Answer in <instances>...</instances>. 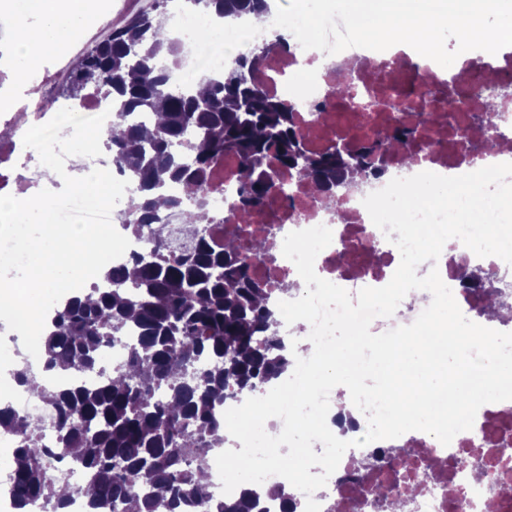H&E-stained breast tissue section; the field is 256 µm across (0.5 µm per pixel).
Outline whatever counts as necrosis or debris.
<instances>
[{
  "label": "necrosis or debris",
  "mask_w": 512,
  "mask_h": 512,
  "mask_svg": "<svg viewBox=\"0 0 512 512\" xmlns=\"http://www.w3.org/2000/svg\"><path fill=\"white\" fill-rule=\"evenodd\" d=\"M266 17V23L243 30L216 31L207 13L176 14L174 25L181 32L184 56L175 86L199 73L223 72L231 59L225 48L238 39H245L251 48L272 43L281 30L270 24L274 12H267ZM275 55L276 63H263L257 70V83L293 106L297 133L309 153H321L341 141L357 146L364 137L386 135L398 122L417 127L418 132L389 155L384 176L348 189L329 206L309 181L289 169H278L284 196L253 209L244 224L226 221L237 202L239 160L233 155L221 158L208 171L206 199L215 217L209 239L217 246L229 237L245 248L264 243L266 253L252 263L249 275L267 289L275 303L306 291L295 265L282 254L285 236L317 225L332 231L331 244L314 264L321 278L353 296L365 287L384 286L398 268L400 254L372 223L363 198L393 178L422 171L462 175L487 166L489 159L500 155L502 143L512 141V94L503 92L504 86H512V53L465 52L458 57L454 74L413 49L396 46L384 51L352 47L330 55L303 49L292 40ZM343 70L351 71L352 80L340 94L336 86ZM45 79V71L40 70L26 81H17L11 53L0 52V96H15L19 104L18 111L0 113V125L10 131L5 140L10 193L19 199L57 182L51 169L31 168L33 151L22 143L31 126L47 123L60 109L57 97L46 92ZM329 102L333 110L321 112V105ZM490 108L497 121L487 127L479 117ZM410 154L418 158L412 166L406 162ZM477 261L498 274L500 290L512 303V265L496 256L476 258L456 238L445 244L437 262L420 264L417 273L423 276L438 270L467 319L512 332V320L489 317L484 297L463 287L457 278L459 267ZM289 284L294 287L290 293L285 290ZM11 357L9 348L0 347V390L7 393L8 407L33 422L49 424L52 409L8 382ZM327 424L335 436L352 441L353 446L326 486L314 494L321 512H382L376 492L384 487L405 496V512H512V400L480 407L472 429L457 434L447 446L428 433L410 431L358 447L354 441L365 434L368 425L364 414L348 418L332 410ZM390 448L403 449L409 465L387 460L369 464L377 450Z\"/></svg>",
  "instance_id": "1"
}]
</instances>
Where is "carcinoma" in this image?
Here are the masks:
<instances>
[{"instance_id": "cac0c4a2", "label": "carcinoma", "mask_w": 512, "mask_h": 512, "mask_svg": "<svg viewBox=\"0 0 512 512\" xmlns=\"http://www.w3.org/2000/svg\"><path fill=\"white\" fill-rule=\"evenodd\" d=\"M169 2L153 0L151 10L129 17L87 51L66 82L68 99H81L90 87L114 98L104 149L134 186L123 227L148 234L147 249L91 286L96 301L73 297L55 309L45 370L70 375L94 369L106 342L124 346L127 358L100 370L93 385L41 396L54 413L52 445L43 443L40 426L0 408V430L15 438L8 491L18 506L61 512L83 495L90 512H263L254 490L217 499L199 479L224 443L227 400L262 390L290 364L269 294L248 275L263 244L243 253L232 237L216 247L206 235L213 221L202 200L207 170L228 153L240 158L233 216L242 224L280 189L270 178L275 165L295 169L332 200L358 177L382 175L388 154L414 133L404 126L356 151L341 154L331 146L308 154L293 109L254 82L268 46L231 59L203 93L171 91L181 45L166 37ZM190 2L221 17L267 9V0ZM163 54L173 66L158 65ZM139 113L148 122L136 121ZM190 137L195 143L187 160L177 145ZM173 184L193 187V196L169 193ZM158 189L166 192L162 212L149 197ZM188 207L196 223L184 227L189 243L175 246L169 224L182 221ZM61 461L80 469L81 483L64 477ZM60 483L69 490L65 498L55 494Z\"/></svg>"}]
</instances>
